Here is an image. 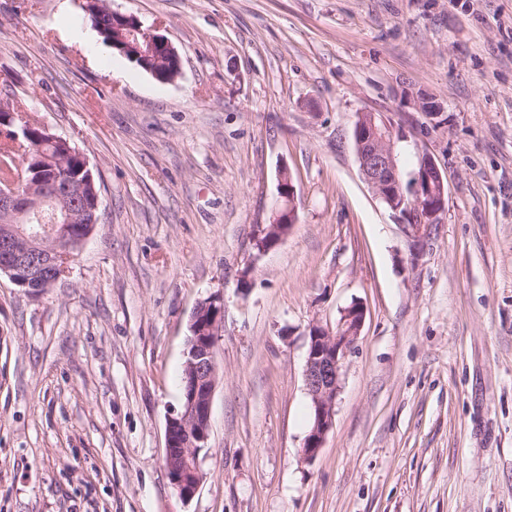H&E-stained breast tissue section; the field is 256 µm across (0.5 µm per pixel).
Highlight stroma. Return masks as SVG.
<instances>
[{
	"instance_id": "obj_1",
	"label": "stroma",
	"mask_w": 512,
	"mask_h": 512,
	"mask_svg": "<svg viewBox=\"0 0 512 512\" xmlns=\"http://www.w3.org/2000/svg\"><path fill=\"white\" fill-rule=\"evenodd\" d=\"M19 1L0 0V92L83 152L101 220L43 295L0 276V512H512V0H110L178 49L171 83L105 45L85 0ZM360 112L402 132L404 175L424 155L443 175L417 245L360 173ZM284 167L296 222L260 253ZM212 295L186 503L165 430ZM355 303L306 463L308 330ZM224 324L220 296L200 301L189 323L180 410L166 422L165 464L179 498L189 502L201 481L200 452L207 448L211 404L219 375L216 345Z\"/></svg>"
}]
</instances>
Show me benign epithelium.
Instances as JSON below:
<instances>
[{"mask_svg": "<svg viewBox=\"0 0 512 512\" xmlns=\"http://www.w3.org/2000/svg\"><path fill=\"white\" fill-rule=\"evenodd\" d=\"M121 22L127 39L134 40L138 57L150 63L147 71L156 74L152 64L163 63L181 73L177 48L159 29L143 28L134 16L112 12ZM16 141L27 142L33 123L11 113ZM399 132L380 112H360L354 124V146L363 179L404 223L407 236L415 241L439 223L445 210V184L435 161L424 155L416 173L403 184L394 154ZM50 140L81 161L85 178L63 175L56 182L44 181V168L35 165L31 154L23 157L14 180L0 186V275L33 294H43L57 281L60 260L71 261L96 227L95 210L100 193L86 157L74 151L69 141L53 134ZM280 194L286 200L282 213L270 224L257 225L255 247L264 253L277 246L295 223L294 186L287 169L280 172ZM364 320L363 308H346L336 328L318 324L309 327L305 386L312 401L313 425L303 446V460L313 461L333 426L334 405L340 387L345 359L351 351ZM224 324V300L209 297L197 304L189 323L180 410L166 422L165 464L179 498L188 502L196 495L201 481L200 452L210 437L211 404L219 375L216 345Z\"/></svg>", "mask_w": 512, "mask_h": 512, "instance_id": "7a95c632", "label": "benign epithelium"}]
</instances>
